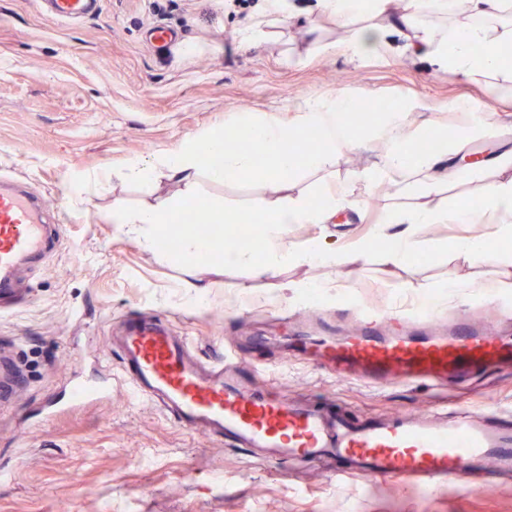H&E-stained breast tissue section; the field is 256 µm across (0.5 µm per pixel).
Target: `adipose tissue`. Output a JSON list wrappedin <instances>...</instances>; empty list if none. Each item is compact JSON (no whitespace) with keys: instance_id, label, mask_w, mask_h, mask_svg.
Here are the masks:
<instances>
[{"instance_id":"1","label":"adipose tissue","mask_w":512,"mask_h":512,"mask_svg":"<svg viewBox=\"0 0 512 512\" xmlns=\"http://www.w3.org/2000/svg\"><path fill=\"white\" fill-rule=\"evenodd\" d=\"M467 12L482 18L479 26H461L449 34L435 37L428 24L419 20L424 11L447 10V0H403L397 16L399 26L414 29L419 48L435 64L449 72L476 77L506 70L512 60V28L489 26V19L499 17L506 0H464ZM355 99L347 94L325 99L307 100L299 105L291 123H282L276 115L243 125L246 135L259 143L260 153H252L227 142L223 135L208 139V158L200 160L193 143L187 142L167 152L160 160H131L122 176L133 182L149 183L166 178L193 191L200 172H207L215 182L276 171L287 176L299 168L328 169L338 150L356 144L375 141L380 145L382 163L378 168L357 170L352 181L375 183L383 175H396L403 180V191L427 194L436 187L468 175L482 180L480 206L471 208L457 204L447 209L418 206L410 209L393 208L385 217L378 235L386 243V261L392 265L406 262L413 251L423 226L429 224H469L475 216L498 217L489 235L469 236L455 241L456 250L476 255L485 253L489 237L512 238V155L484 159L466 168L456 167L453 158L461 154L471 137L487 131V124L463 125L454 138L452 151H422L418 136L400 140L396 132L404 126L412 110L404 101L391 110L380 113L376 124L353 126L348 115ZM313 137L314 151L301 149L300 139ZM348 194L322 191L317 196H288L256 213L227 212L220 208L205 210L203 219L209 224H259L262 235L253 246L225 253L222 240L181 234L174 239L175 256L195 262L216 263L227 258L251 268L258 276L276 273L285 263L343 266L347 259L362 257L368 245L354 243L350 252L337 249L333 239L320 236L296 247L288 242V227L292 224H332L339 214L351 209ZM175 203L168 198L157 199L150 205L134 210H113L111 223L133 233L146 249H154L159 226L175 212Z\"/></svg>"}]
</instances>
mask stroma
Listing matches in <instances>:
<instances>
[{
	"label": "stroma",
	"mask_w": 512,
	"mask_h": 512,
	"mask_svg": "<svg viewBox=\"0 0 512 512\" xmlns=\"http://www.w3.org/2000/svg\"><path fill=\"white\" fill-rule=\"evenodd\" d=\"M294 18L267 10V0H99L80 21L52 18L43 0H0V176L26 184L44 200L62 242L48 266L24 277L27 303L0 311V512H512V479L460 477L442 490L391 481L337 484L325 468L253 459L247 451L182 428L151 402L132 397L110 338L126 316L156 315L190 336L204 363L224 355L263 365L267 384L292 399L334 405L353 418L423 412L433 407L512 414V368L489 366L447 388L422 383L372 387L337 378L288 336L322 328L339 336L366 306L409 313L428 304L439 325L456 315L474 326L500 325L512 287V245L491 242L463 256L455 239L482 224H430L418 245L423 260L395 267L370 248L340 270L288 264L254 277L228 262L161 260L104 216L138 209L182 186L117 178L134 157L152 159L210 134L261 118L290 119L298 101L345 92L360 99L412 100L417 129L455 130L458 108L494 117L490 133L467 152H512V77L469 80L437 70L413 51L395 12L363 14L342 27L319 0H289ZM260 22L263 36L244 47L238 32ZM384 33L382 46L351 56L358 28ZM172 38L154 42L155 29ZM196 45L194 54L181 50ZM334 52H324L325 44ZM375 145L343 150L326 171L298 169L285 183L260 177L212 181L200 175L194 200L255 212L284 196L343 186L355 170L375 166ZM356 211L335 225L336 245L375 240L395 202L389 189H354ZM462 293L435 295L448 280ZM205 285L203 299L185 282ZM323 285L319 297L298 292ZM111 379L110 399L56 411L75 373Z\"/></svg>",
	"instance_id": "35a3bbf8"
}]
</instances>
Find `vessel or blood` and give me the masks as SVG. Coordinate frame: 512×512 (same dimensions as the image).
Listing matches in <instances>:
<instances>
[{"instance_id":"obj_1","label":"vessel or blood","mask_w":512,"mask_h":512,"mask_svg":"<svg viewBox=\"0 0 512 512\" xmlns=\"http://www.w3.org/2000/svg\"><path fill=\"white\" fill-rule=\"evenodd\" d=\"M52 16L77 20L96 0H47ZM54 255L43 207L30 192L0 179V303L17 299L21 275ZM388 315L370 311L358 330L321 343L318 362L340 376L374 384L425 382L444 387L449 377L489 364H512V340L492 329L457 323L431 329L432 308H420L408 335L385 331ZM121 372L135 396L149 400L183 427L275 461L324 465L337 480L359 477L447 488L471 469L512 472V418L472 411L352 419L317 402H291L258 387L255 371L239 364H203L188 337L157 318H127L116 339ZM107 385L79 378L67 402L82 405Z\"/></svg>"}]
</instances>
